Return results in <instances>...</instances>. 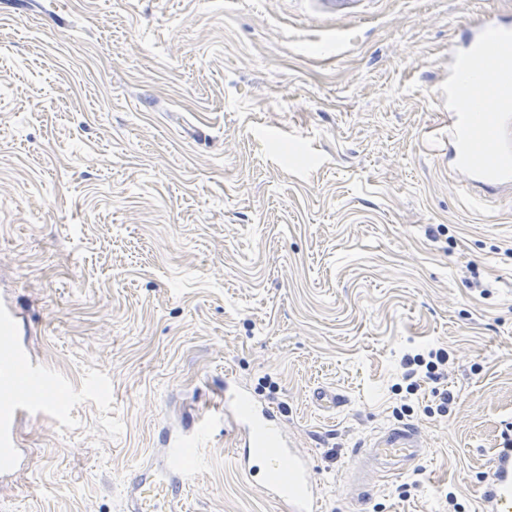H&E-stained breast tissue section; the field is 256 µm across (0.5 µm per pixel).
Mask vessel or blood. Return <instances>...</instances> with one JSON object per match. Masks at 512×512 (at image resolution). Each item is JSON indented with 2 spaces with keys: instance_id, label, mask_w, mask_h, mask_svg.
<instances>
[{
  "instance_id": "vessel-or-blood-1",
  "label": "vessel or blood",
  "mask_w": 512,
  "mask_h": 512,
  "mask_svg": "<svg viewBox=\"0 0 512 512\" xmlns=\"http://www.w3.org/2000/svg\"><path fill=\"white\" fill-rule=\"evenodd\" d=\"M453 88L448 140L455 169L489 189L512 183V150L504 146L505 120L512 115V24L491 17L477 23L467 49L454 58ZM17 330L15 310L0 306V475L19 465L17 415L39 412L42 394L58 388L19 343ZM219 419L248 479L289 512H320L311 457L289 441L283 412L230 374L223 402L198 412L191 424L161 427L157 447L123 483V512H183L190 481L186 451L209 440ZM427 455L420 428L410 422L393 424L363 445L348 497L352 512H367L374 474L407 473ZM482 494L488 512H512V452L496 456Z\"/></svg>"
}]
</instances>
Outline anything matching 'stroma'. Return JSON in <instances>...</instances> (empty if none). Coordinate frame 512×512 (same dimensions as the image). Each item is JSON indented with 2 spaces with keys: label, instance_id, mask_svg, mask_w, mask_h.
I'll list each match as a JSON object with an SVG mask.
<instances>
[{
  "label": "stroma",
  "instance_id": "35a3bbf8",
  "mask_svg": "<svg viewBox=\"0 0 512 512\" xmlns=\"http://www.w3.org/2000/svg\"><path fill=\"white\" fill-rule=\"evenodd\" d=\"M490 16L512 0H0V302L61 383L18 422L0 512H122L161 424L228 371L283 410L327 512L397 421L428 456L375 477L370 512H485L512 436V185L466 187L431 132ZM419 347L450 359L411 395ZM190 460L184 512H288L232 437Z\"/></svg>",
  "mask_w": 512,
  "mask_h": 512
}]
</instances>
